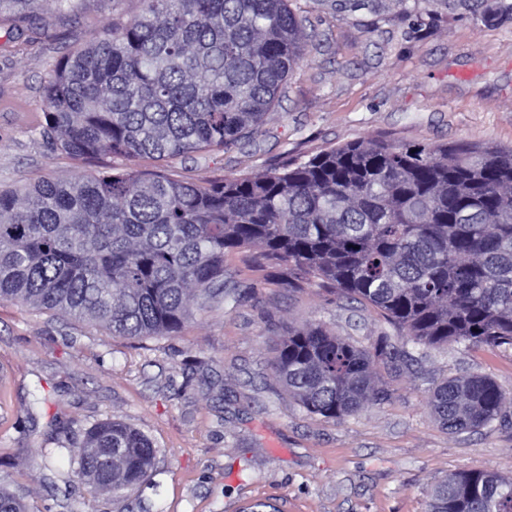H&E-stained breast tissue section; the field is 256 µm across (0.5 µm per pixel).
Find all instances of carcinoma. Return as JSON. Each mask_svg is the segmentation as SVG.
Returning <instances> with one entry per match:
<instances>
[{
  "instance_id": "carcinoma-1",
  "label": "carcinoma",
  "mask_w": 512,
  "mask_h": 512,
  "mask_svg": "<svg viewBox=\"0 0 512 512\" xmlns=\"http://www.w3.org/2000/svg\"><path fill=\"white\" fill-rule=\"evenodd\" d=\"M290 0H143L141 14L56 60L42 136L81 159L156 160L228 147L260 127L301 55ZM41 0H0L30 20ZM485 23L512 4L464 0ZM288 262V283L330 286L401 331L355 346L321 324L288 330L273 377L307 413L342 420L384 397L374 365L419 346L512 347V148L347 143L251 178L180 182L107 168L0 190V301L96 322L114 336L177 333L231 298L226 254ZM505 394L489 376L447 379L430 406L445 429L489 425ZM158 449L105 420L70 450L92 491L125 497ZM429 512H512V479L453 472ZM0 512H28L0 487Z\"/></svg>"
}]
</instances>
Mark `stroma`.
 I'll return each mask as SVG.
<instances>
[{
  "label": "stroma",
  "mask_w": 512,
  "mask_h": 512,
  "mask_svg": "<svg viewBox=\"0 0 512 512\" xmlns=\"http://www.w3.org/2000/svg\"><path fill=\"white\" fill-rule=\"evenodd\" d=\"M302 60L251 138L162 162L112 166L189 182L252 177L350 143L512 148V19L482 23L448 0H291ZM141 0H85L75 15L42 0L33 23L0 19V189L96 172L52 148L42 87L61 56L139 13ZM283 262L224 258L232 301L194 311L171 336L132 340L103 326L0 302V478L29 512H428L448 473L512 477V349L448 346L379 368L384 400L343 420L306 413L270 370L288 329L319 323L368 346L391 327L331 288L288 286ZM490 376L500 418L453 434L432 416L441 381ZM104 419L132 424L158 455L139 490L92 494L70 447Z\"/></svg>",
  "instance_id": "1"
}]
</instances>
